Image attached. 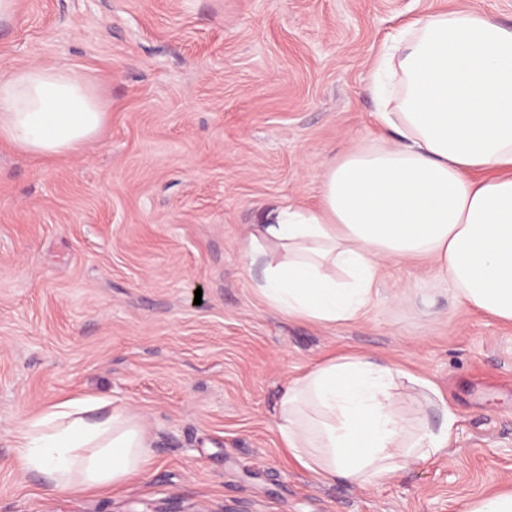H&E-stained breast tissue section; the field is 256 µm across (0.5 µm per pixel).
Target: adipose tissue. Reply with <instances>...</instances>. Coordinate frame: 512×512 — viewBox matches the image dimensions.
Wrapping results in <instances>:
<instances>
[{
	"label": "adipose tissue",
	"instance_id": "adipose-tissue-1",
	"mask_svg": "<svg viewBox=\"0 0 512 512\" xmlns=\"http://www.w3.org/2000/svg\"><path fill=\"white\" fill-rule=\"evenodd\" d=\"M385 135L333 159L316 206L288 203L243 242L256 291L277 312L334 325L370 303L381 261L430 259L469 305L512 323V28L468 4L418 16L385 41L371 68ZM107 112L76 69L0 68V141L22 155L81 151ZM440 393L428 379L362 354L313 364L283 389L277 430L315 478L362 488L443 455L453 421L399 410L393 391ZM22 474L46 494L104 493L152 461L140 421L111 399L51 404L16 431Z\"/></svg>",
	"mask_w": 512,
	"mask_h": 512
}]
</instances>
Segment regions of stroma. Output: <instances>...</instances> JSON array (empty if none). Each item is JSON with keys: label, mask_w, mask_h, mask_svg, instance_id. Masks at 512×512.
<instances>
[{"label": "stroma", "mask_w": 512, "mask_h": 512, "mask_svg": "<svg viewBox=\"0 0 512 512\" xmlns=\"http://www.w3.org/2000/svg\"><path fill=\"white\" fill-rule=\"evenodd\" d=\"M461 0H17L0 64L64 65L109 105L84 151L0 146V512H459L512 489V325L431 263L382 262L354 320L268 307L241 243L285 201L314 204L328 161L380 133L368 89L388 34ZM430 378L447 454L362 489L285 452L287 381L331 356ZM145 426L149 472L57 498L12 436L69 397Z\"/></svg>", "instance_id": "35a3bbf8"}]
</instances>
